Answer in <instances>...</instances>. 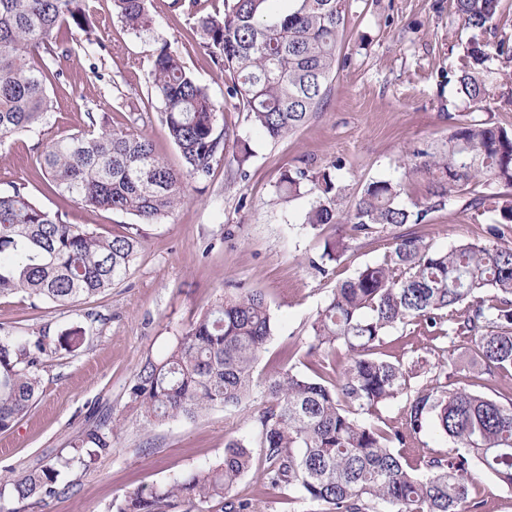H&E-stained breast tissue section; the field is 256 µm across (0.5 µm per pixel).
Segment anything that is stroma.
I'll return each instance as SVG.
<instances>
[{"instance_id": "35a3bbf8", "label": "stroma", "mask_w": 512, "mask_h": 512, "mask_svg": "<svg viewBox=\"0 0 512 512\" xmlns=\"http://www.w3.org/2000/svg\"><path fill=\"white\" fill-rule=\"evenodd\" d=\"M170 0H151L150 34L127 31L112 14L110 0H95L94 17L104 48L76 52L50 62L47 87L55 103L52 133L81 129L87 114L108 128L129 124L116 111L121 96L148 94L150 58L158 42H177L185 66L223 100V77L213 69L186 14ZM471 32L455 12L454 0H350L338 50L336 75L326 104L295 133L274 142L259 135L245 113L228 112L231 137L248 140L254 157L246 178L230 161L215 164L210 177L190 182L185 199L156 224L135 225L128 215L83 207L55 192L37 166L38 134L16 137L0 148V190L25 185L47 208L104 235L137 226L139 257L123 281L78 303L32 305L22 295L0 299V326L16 334L49 327L51 335L74 332L84 342L59 351L43 374L32 409L0 432V467L24 472L45 457L69 455L70 446L99 412L124 423L111 456L91 469L66 473L73 493L25 512H105L127 492L205 466L224 454L230 437L250 436L255 405L215 408L192 420L149 425L129 407L128 390L140 363L161 359L177 336L217 299L235 288L264 292L276 331L263 353L256 382L276 367L288 347L300 344L316 311L340 280L364 264L383 259L392 230L351 240L341 263L313 268L335 226L311 229L304 222L309 197L281 200L276 184L285 170L335 168L344 188L341 208L353 205L374 179L404 177L406 154L434 151L448 137V117L468 111L457 92L456 64ZM466 195L433 211L417 230L445 250L471 239L478 224L499 215L473 216ZM458 386L506 401L512 376L491 377L461 344L451 356Z\"/></svg>"}]
</instances>
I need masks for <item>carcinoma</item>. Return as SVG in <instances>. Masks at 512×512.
Listing matches in <instances>:
<instances>
[{"instance_id":"carcinoma-1","label":"carcinoma","mask_w":512,"mask_h":512,"mask_svg":"<svg viewBox=\"0 0 512 512\" xmlns=\"http://www.w3.org/2000/svg\"><path fill=\"white\" fill-rule=\"evenodd\" d=\"M89 0H0V146L25 132L42 136L37 164L57 192L85 206L112 210L153 224L171 214L189 181H205L224 159L231 108L247 113L263 135L278 141L296 132L329 95L349 0H290L273 14L270 0H223L203 13L199 0H172L193 20L210 62L227 81V99H213L164 40L152 54L150 95L159 121L184 160L170 168L135 127L148 106L125 99L131 126L108 130L87 113L85 127L57 136L46 129L53 108L44 82L47 61L73 51L67 35L98 44ZM474 35L458 62V93L479 110L495 96L497 77L487 66L481 35L500 0H454ZM112 14L134 34L153 30L148 0H112ZM447 141L435 153L411 152L407 176H429V198L410 210L400 203L401 182L371 180L352 207L338 208L342 186L328 170L285 171L279 195L312 196L304 223L313 229L346 224L365 237L376 227L394 230L380 262L367 263L336 283L316 312L305 356L317 357L315 375L286 363L263 389L255 371L274 336L265 294L248 289L227 295L177 338L160 360L140 364L130 403L151 424L193 419L218 407L260 399L255 432L231 438L224 455L168 482L140 487L107 512H264L265 495L296 492L318 512H470L473 468L512 488V398L501 402L454 386L451 374H431L429 362L392 357L386 337L414 325L430 340L473 343L491 377L512 375V198L474 195L466 209L499 212L486 235L435 251L416 231L427 216L479 184L512 187V129L492 126L473 113L448 115ZM253 157L235 140L233 162L241 177ZM140 248L137 235L105 236L70 224L16 184L0 191V298L22 293L33 304L69 305L121 280ZM349 250L342 238L324 242L322 258L339 262ZM80 347L77 336L0 334V431L11 429L35 404L42 373L61 349ZM401 401L394 423L383 416ZM448 439L445 452L425 447L427 428ZM120 423L108 414L82 431L71 457H56L13 477H0L4 500L47 506L73 491L63 480L73 461L85 466L112 455ZM256 471L262 492L241 496L239 480Z\"/></svg>"}]
</instances>
